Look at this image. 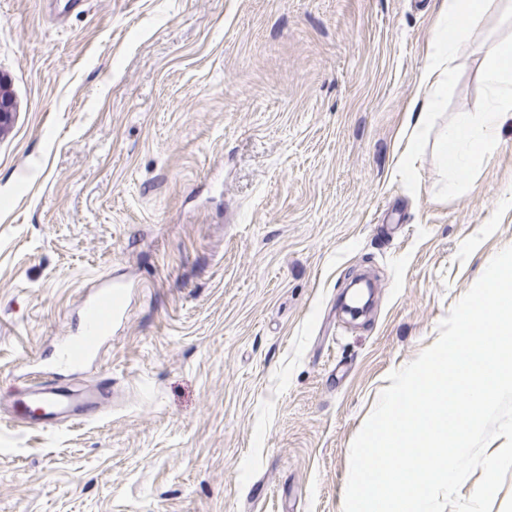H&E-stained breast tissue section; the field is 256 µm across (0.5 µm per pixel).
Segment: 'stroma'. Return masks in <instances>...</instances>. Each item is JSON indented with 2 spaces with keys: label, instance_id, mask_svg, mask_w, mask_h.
<instances>
[{
  "label": "stroma",
  "instance_id": "1",
  "mask_svg": "<svg viewBox=\"0 0 512 512\" xmlns=\"http://www.w3.org/2000/svg\"><path fill=\"white\" fill-rule=\"evenodd\" d=\"M435 5L0 0V512H343L389 373L512 246V119L456 192L437 150L481 57L417 111ZM100 287L123 317L51 373ZM49 378L112 408L30 425Z\"/></svg>",
  "mask_w": 512,
  "mask_h": 512
}]
</instances>
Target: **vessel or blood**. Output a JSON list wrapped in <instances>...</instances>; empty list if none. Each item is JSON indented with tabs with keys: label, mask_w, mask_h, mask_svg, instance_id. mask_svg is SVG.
Listing matches in <instances>:
<instances>
[{
	"label": "vessel or blood",
	"mask_w": 512,
	"mask_h": 512,
	"mask_svg": "<svg viewBox=\"0 0 512 512\" xmlns=\"http://www.w3.org/2000/svg\"><path fill=\"white\" fill-rule=\"evenodd\" d=\"M123 314L115 291L97 289L84 305L85 327L82 335L68 339L63 358L70 367L87 366L98 354L109 322ZM37 421L53 427L79 418L102 416L112 406L108 387L100 386L82 393L62 387H45L31 391L23 403Z\"/></svg>",
	"instance_id": "1"
}]
</instances>
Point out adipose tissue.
<instances>
[{"label":"adipose tissue","mask_w":512,"mask_h":512,"mask_svg":"<svg viewBox=\"0 0 512 512\" xmlns=\"http://www.w3.org/2000/svg\"><path fill=\"white\" fill-rule=\"evenodd\" d=\"M490 0H440L436 23L438 46L417 88L425 111H433L448 73L464 53L481 56L491 95L487 109L460 113L442 138V160L449 186L463 180L473 165L491 158L500 143L503 123L512 118V38L476 41L473 33L485 19Z\"/></svg>","instance_id":"obj_1"}]
</instances>
